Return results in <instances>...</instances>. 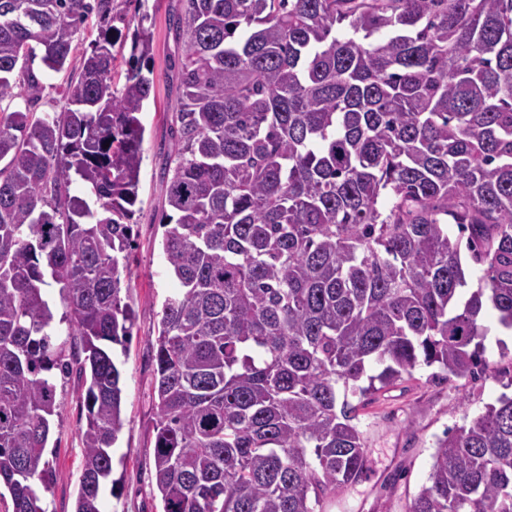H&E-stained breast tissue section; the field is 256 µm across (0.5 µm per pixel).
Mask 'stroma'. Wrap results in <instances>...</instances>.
I'll return each mask as SVG.
<instances>
[{"mask_svg": "<svg viewBox=\"0 0 512 512\" xmlns=\"http://www.w3.org/2000/svg\"><path fill=\"white\" fill-rule=\"evenodd\" d=\"M169 0H127L128 18L152 17L154 91L140 115L145 128L140 173V204L134 215L135 244L130 280L121 296L135 311L136 321L128 348L114 346L124 383L125 425L113 450L112 477L116 487L104 497V512H162L154 480V424L156 409L151 383L156 370L157 313L175 288L162 256L163 228L159 223L172 149V112L179 91L178 53L168 25ZM98 35L96 18H88L74 38L70 72L35 71L43 75L39 111L64 104L62 90L69 76L79 75L83 56ZM489 327L484 341L486 367L475 380H430V368L418 367L412 378L377 392L359 412L366 442L367 463L356 483L328 501L325 512H408L412 497L425 483L443 431L464 424L466 417L484 411L504 393L512 395V331L498 327L496 313L486 309ZM59 415L45 450L53 481L44 494L47 512H74L81 475V430L86 410L76 377L56 378Z\"/></svg>", "mask_w": 512, "mask_h": 512, "instance_id": "stroma-1", "label": "stroma"}]
</instances>
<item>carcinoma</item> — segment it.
Returning a JSON list of instances; mask_svg holds the SVG:
<instances>
[{
    "label": "carcinoma",
    "instance_id": "obj_1",
    "mask_svg": "<svg viewBox=\"0 0 512 512\" xmlns=\"http://www.w3.org/2000/svg\"><path fill=\"white\" fill-rule=\"evenodd\" d=\"M98 39L65 106L30 107ZM149 14L125 82L117 0H0V485L47 512L52 371L86 428L74 512H103L124 427L128 271L153 87ZM180 57L152 394L163 512H323L367 448L355 397L475 376L512 330V0H176ZM22 98L28 108L10 110ZM109 147H104V144ZM74 183L83 195L71 194ZM459 230L455 239L448 225ZM484 286L460 302L461 255ZM59 289L70 345L43 292ZM409 512H512V396L436 441ZM98 35L97 19L94 16L89 17L83 25H81L78 33L74 38L73 44L76 46L71 70L67 73L62 72L55 74L52 72L43 73V90L41 93V101L31 111L37 112H52L54 109L59 110L64 104L65 100L62 97V90L65 86L69 74L76 79L80 73L83 55L86 51L90 52L89 46L92 40L96 39Z\"/></svg>",
    "mask_w": 512,
    "mask_h": 512
}]
</instances>
